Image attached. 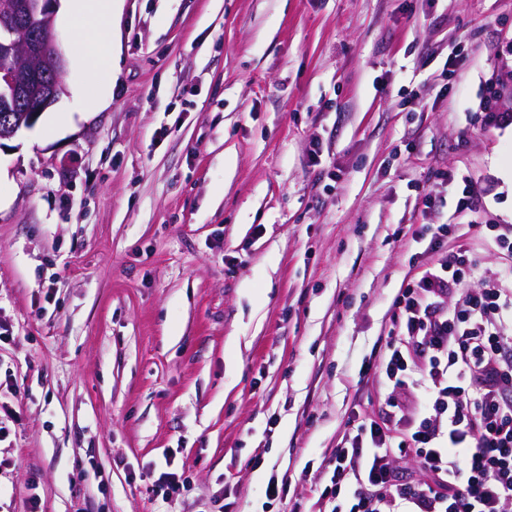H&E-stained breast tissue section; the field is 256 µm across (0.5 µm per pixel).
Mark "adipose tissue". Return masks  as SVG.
<instances>
[{
    "label": "adipose tissue",
    "mask_w": 512,
    "mask_h": 512,
    "mask_svg": "<svg viewBox=\"0 0 512 512\" xmlns=\"http://www.w3.org/2000/svg\"><path fill=\"white\" fill-rule=\"evenodd\" d=\"M67 19L82 32L79 57L98 84L111 83L112 59V0H70Z\"/></svg>",
    "instance_id": "1"
}]
</instances>
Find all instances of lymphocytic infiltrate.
<instances>
[{
  "mask_svg": "<svg viewBox=\"0 0 512 512\" xmlns=\"http://www.w3.org/2000/svg\"><path fill=\"white\" fill-rule=\"evenodd\" d=\"M471 267L448 250L396 296L377 366L388 410L337 446L330 512H512V267L477 291L463 285Z\"/></svg>",
  "mask_w": 512,
  "mask_h": 512,
  "instance_id": "1",
  "label": "lymphocytic infiltrate"
}]
</instances>
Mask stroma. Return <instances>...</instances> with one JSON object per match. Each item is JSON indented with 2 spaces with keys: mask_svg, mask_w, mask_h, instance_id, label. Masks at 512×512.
Segmentation results:
<instances>
[{
  "mask_svg": "<svg viewBox=\"0 0 512 512\" xmlns=\"http://www.w3.org/2000/svg\"><path fill=\"white\" fill-rule=\"evenodd\" d=\"M54 23L66 91L0 142V512H312L414 233L457 225L471 288L506 262L512 0H115L102 88ZM441 176L442 180L447 182V184L448 181L455 184L456 194L458 197L455 213H457L459 216H462L468 211H473L476 209L477 198L475 196L470 178L462 176L460 179H458V177H456L454 174L448 175V172L442 173ZM152 487L156 498L161 496L163 501H167L175 495H180V492L186 489L187 480L177 479L174 473H162Z\"/></svg>",
  "mask_w": 512,
  "mask_h": 512,
  "instance_id": "obj_1",
  "label": "stroma"
}]
</instances>
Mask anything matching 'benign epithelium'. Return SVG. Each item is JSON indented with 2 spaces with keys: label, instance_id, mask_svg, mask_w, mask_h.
<instances>
[{
  "label": "benign epithelium",
  "instance_id": "1",
  "mask_svg": "<svg viewBox=\"0 0 512 512\" xmlns=\"http://www.w3.org/2000/svg\"><path fill=\"white\" fill-rule=\"evenodd\" d=\"M56 0H0V141L35 124L64 93Z\"/></svg>",
  "mask_w": 512,
  "mask_h": 512
}]
</instances>
